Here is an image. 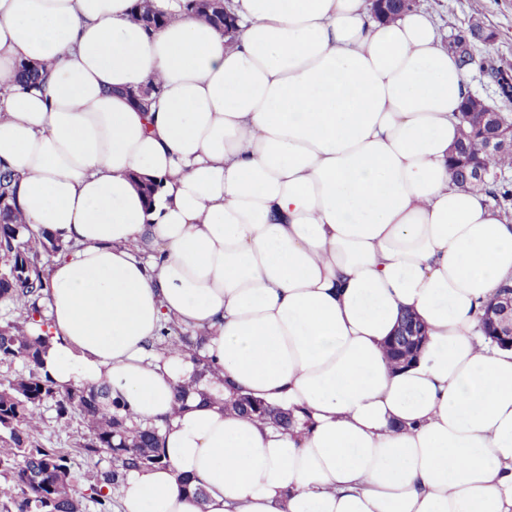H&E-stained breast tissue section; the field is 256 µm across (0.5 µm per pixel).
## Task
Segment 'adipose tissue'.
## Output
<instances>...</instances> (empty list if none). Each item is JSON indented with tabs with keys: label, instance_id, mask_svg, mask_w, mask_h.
<instances>
[{
	"label": "adipose tissue",
	"instance_id": "obj_1",
	"mask_svg": "<svg viewBox=\"0 0 512 512\" xmlns=\"http://www.w3.org/2000/svg\"><path fill=\"white\" fill-rule=\"evenodd\" d=\"M185 3L147 28L136 0H0V165L73 247L42 372L107 389L170 461L127 472L117 512H512V347L481 325L512 221L449 177L470 87L431 15L232 0L227 36ZM407 312L427 339L396 368ZM171 320L195 354L155 349ZM224 408L236 412L239 416L258 421L264 424L271 423L275 426L288 429L290 417L288 412L253 400L249 397L237 395L224 402Z\"/></svg>",
	"mask_w": 512,
	"mask_h": 512
}]
</instances>
